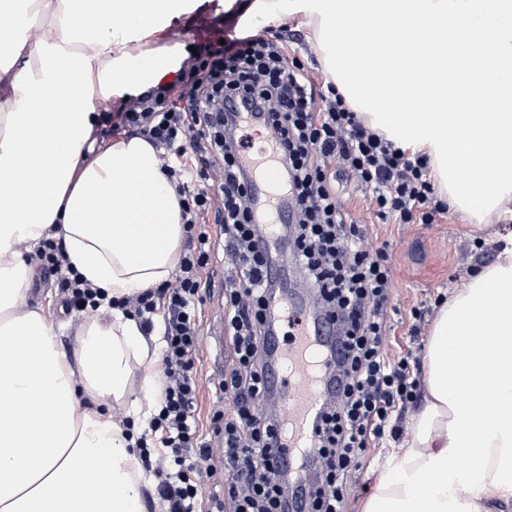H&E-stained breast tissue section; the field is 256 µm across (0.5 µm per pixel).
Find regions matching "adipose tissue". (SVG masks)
Masks as SVG:
<instances>
[{
  "instance_id": "adipose-tissue-1",
  "label": "adipose tissue",
  "mask_w": 512,
  "mask_h": 512,
  "mask_svg": "<svg viewBox=\"0 0 512 512\" xmlns=\"http://www.w3.org/2000/svg\"><path fill=\"white\" fill-rule=\"evenodd\" d=\"M0 0V512H145L152 481L137 441L162 370L137 317L89 318L75 357L61 324L29 309L37 266L27 253L61 239L65 264L104 300L169 279L183 236L179 197L154 146L123 136L96 149L99 100L121 99L179 69L182 47L158 36L186 0ZM37 28V39L27 31ZM94 37H87V30ZM49 98L50 112L30 111ZM497 261L439 309L409 435L375 478L363 512H512V226ZM142 395L132 398L136 369ZM487 384L496 405L451 384ZM124 406L129 425L115 422ZM469 453L467 469L452 461Z\"/></svg>"
}]
</instances>
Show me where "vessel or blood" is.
I'll list each match as a JSON object with an SVG mask.
<instances>
[{"label":"vessel or blood","instance_id":"obj_1","mask_svg":"<svg viewBox=\"0 0 512 512\" xmlns=\"http://www.w3.org/2000/svg\"><path fill=\"white\" fill-rule=\"evenodd\" d=\"M243 164L256 173L250 201L256 217L266 221L274 207L281 214V223H268L263 241L275 252L267 270L269 278L287 279L293 264V246L282 227L291 223L293 207L284 191L285 174L276 163H263L255 156H244ZM287 325L292 328V339L286 343L281 339V331ZM266 347L267 384L276 396L275 408L287 430L279 470L294 473L311 455L316 421L335 391L338 349L334 327L317 313L311 290L300 285L293 297L273 301Z\"/></svg>","mask_w":512,"mask_h":512}]
</instances>
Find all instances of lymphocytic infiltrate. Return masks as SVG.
I'll use <instances>...</instances> for the list:
<instances>
[{"label": "lymphocytic infiltrate", "mask_w": 512, "mask_h": 512, "mask_svg": "<svg viewBox=\"0 0 512 512\" xmlns=\"http://www.w3.org/2000/svg\"><path fill=\"white\" fill-rule=\"evenodd\" d=\"M176 93L183 100L178 109L168 104ZM244 111L256 113L257 126L275 131L283 145L297 279L313 289L319 312L341 338L338 391L316 427L305 491L310 512H347L365 448L402 436L419 379L408 358L388 356L391 252L373 246L352 218L340 184L361 187L369 210L400 224L436 223L447 206L437 198L428 157L409 155L378 134L339 93L317 91L277 32L232 37L214 31L183 58L176 83L129 98L125 111L98 115L99 137L128 130L157 149L161 171L182 198L192 244L171 279L120 302L144 329H151L152 314L164 320V386L139 440L140 457L157 479L165 512H202L221 468L227 473L224 512H288V485L275 469L282 425L264 381L267 308L281 288L264 277L272 255L258 246L264 228L250 206L253 174L241 164ZM218 235L232 262L224 284L230 360L219 384L232 412L215 410L212 444L202 440L196 414L201 334L195 298ZM58 286L66 307L108 318L99 288L74 273ZM217 446L224 450L220 468Z\"/></svg>", "instance_id": "lymphocytic-infiltrate-1"}]
</instances>
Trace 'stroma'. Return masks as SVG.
<instances>
[{
  "mask_svg": "<svg viewBox=\"0 0 512 512\" xmlns=\"http://www.w3.org/2000/svg\"><path fill=\"white\" fill-rule=\"evenodd\" d=\"M233 23L225 19L219 0H198L189 12L170 22L166 29L168 40L184 46L200 42L214 30L232 29ZM291 48L305 63L317 87H326L329 77L325 73L311 34L299 20L286 24ZM512 213V203L504 213L489 216L483 223L475 224L462 213L449 210L435 224H394L368 218L367 229L377 243L387 242L393 247L395 282L391 296L394 313L391 317L390 353L392 358L408 355L423 357L430 326L439 309L438 298L448 297L467 282L475 267L492 264L497 256L495 245L505 213ZM481 238L490 249L480 254L471 251L467 243ZM227 262L222 246H215L212 260L202 272L201 328L202 347L196 360L197 372L202 379L197 411L203 423L204 434L213 431L212 408L220 398L219 384L224 378V365L228 356L227 335L224 328L223 276ZM57 274L39 270L29 288V307H43L51 317H65L67 324L60 340L66 352H74L76 334L84 321V313L63 310V300L57 288ZM424 311L423 323H415L411 309ZM396 446L387 439L377 448L367 449L363 455L357 477L364 490L350 501L348 512H363L364 503L374 490L375 474L389 461Z\"/></svg>",
  "mask_w": 512,
  "mask_h": 512,
  "instance_id": "1",
  "label": "stroma"
}]
</instances>
